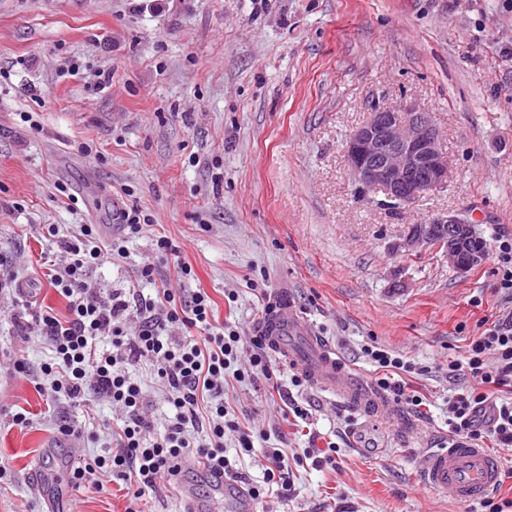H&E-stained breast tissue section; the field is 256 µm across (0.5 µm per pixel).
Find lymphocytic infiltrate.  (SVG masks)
<instances>
[{
	"instance_id": "obj_1",
	"label": "lymphocytic infiltrate",
	"mask_w": 512,
	"mask_h": 512,
	"mask_svg": "<svg viewBox=\"0 0 512 512\" xmlns=\"http://www.w3.org/2000/svg\"><path fill=\"white\" fill-rule=\"evenodd\" d=\"M123 238L113 239L109 249L97 244L93 225H81L78 236L63 240L67 257L62 272L52 274L51 285L67 302V315L58 318L23 300L20 286L11 275L0 277V295L12 296L24 314L20 330L30 328L45 336L54 349V361L45 367L50 389L65 394L77 404L105 398L124 413L113 431L115 450L110 459L76 467L77 486L100 487L98 474L110 468L133 485V498L155 493L157 480L176 476L186 459L196 458L219 473L233 468L224 455V436L236 434L240 448L252 452L250 435L241 433L235 417L220 396L227 379L236 382L272 381L274 367L262 337L250 340V368L231 371L237 359L240 336L225 324L213 323L210 296L204 289L157 285L155 263L137 270L140 281L153 285L152 296L115 288L102 290L91 279L92 269L126 256V239L139 236L152 226L151 215L139 208L123 209L119 215ZM112 347L99 349L100 339ZM362 352L376 366V385L398 404L420 407V395L408 392L406 378L425 374V367L378 342ZM147 362L156 381L165 389L174 416L163 433H155L146 414L143 389L129 374L130 367ZM449 372L471 377L473 388L448 400V438L481 444L490 439L502 448L512 447V311L473 337L460 360ZM501 402H494V395Z\"/></svg>"
}]
</instances>
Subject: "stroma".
<instances>
[{"label": "stroma", "instance_id": "1", "mask_svg": "<svg viewBox=\"0 0 512 512\" xmlns=\"http://www.w3.org/2000/svg\"><path fill=\"white\" fill-rule=\"evenodd\" d=\"M399 102L431 114L448 180L395 208L360 194L344 149L373 106ZM132 206L155 223L97 269L100 287L150 293L135 276L161 234L191 265L189 289H205L216 321L241 336L286 289L365 383L373 338L430 368L409 381L423 406H398L396 423L293 386L284 367L273 402L262 384L229 381L224 404L259 449L225 437L233 467L262 483V449L301 460L289 498L265 485L262 512H483L424 486L417 460L448 444V399L466 385L449 362L512 296L494 256L460 274L434 249L393 245L448 213L489 245L512 234V0H0V266L65 317L44 258L84 224L110 241ZM18 360L27 376L13 375ZM52 360L45 337L0 315V512H125L118 477L100 492L71 480L111 454L122 414L38 390ZM131 373L163 432L173 411L151 366ZM291 399L308 414L288 424ZM18 411L27 425L13 424ZM62 419L80 437L60 434ZM331 444L333 462L313 465L310 451ZM157 485L140 512H184L187 489L215 497L193 471Z\"/></svg>", "mask_w": 512, "mask_h": 512}]
</instances>
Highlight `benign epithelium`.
Listing matches in <instances>:
<instances>
[{
	"label": "benign epithelium",
	"instance_id": "1",
	"mask_svg": "<svg viewBox=\"0 0 512 512\" xmlns=\"http://www.w3.org/2000/svg\"><path fill=\"white\" fill-rule=\"evenodd\" d=\"M345 162L363 191L383 193L396 208L413 203L422 191L442 185L448 175L430 114L411 107L374 109L350 134ZM475 237L472 224L450 214L408 225L395 248L412 252L432 247L443 253L451 267L466 273L485 259L483 253L465 255V246Z\"/></svg>",
	"mask_w": 512,
	"mask_h": 512
}]
</instances>
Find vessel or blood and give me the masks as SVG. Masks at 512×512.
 <instances>
[{
    "mask_svg": "<svg viewBox=\"0 0 512 512\" xmlns=\"http://www.w3.org/2000/svg\"><path fill=\"white\" fill-rule=\"evenodd\" d=\"M254 332L264 338L283 364L306 377L319 391L341 399L354 412L371 419L394 416L388 398L345 368L335 348L314 333L309 321L286 295L270 302ZM200 475L234 504L236 512H255L254 502L243 486L213 476L205 468ZM503 476L500 458L468 443L429 450L419 463L423 484L464 503H478L492 497L499 490Z\"/></svg>",
    "mask_w": 512,
    "mask_h": 512,
    "instance_id": "vessel-or-blood-1",
    "label": "vessel or blood"
}]
</instances>
